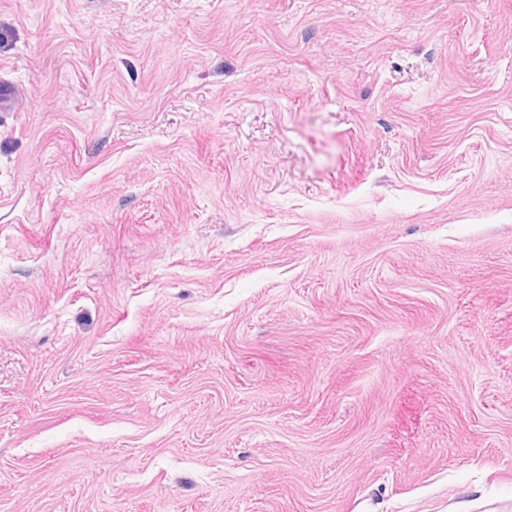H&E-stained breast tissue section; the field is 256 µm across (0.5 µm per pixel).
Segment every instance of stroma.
Instances as JSON below:
<instances>
[{
    "label": "stroma",
    "mask_w": 512,
    "mask_h": 512,
    "mask_svg": "<svg viewBox=\"0 0 512 512\" xmlns=\"http://www.w3.org/2000/svg\"><path fill=\"white\" fill-rule=\"evenodd\" d=\"M0 512H512V0H0Z\"/></svg>",
    "instance_id": "obj_1"
}]
</instances>
